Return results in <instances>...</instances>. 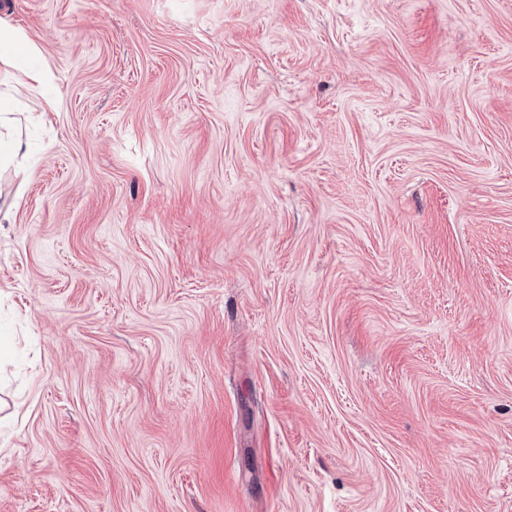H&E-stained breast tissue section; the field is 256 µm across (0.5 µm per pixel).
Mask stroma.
<instances>
[{
	"label": "stroma",
	"instance_id": "obj_1",
	"mask_svg": "<svg viewBox=\"0 0 512 512\" xmlns=\"http://www.w3.org/2000/svg\"><path fill=\"white\" fill-rule=\"evenodd\" d=\"M0 23V512H512V0ZM35 48L29 43L25 35L16 29L0 25V61L14 62L24 53L32 54Z\"/></svg>",
	"mask_w": 512,
	"mask_h": 512
}]
</instances>
